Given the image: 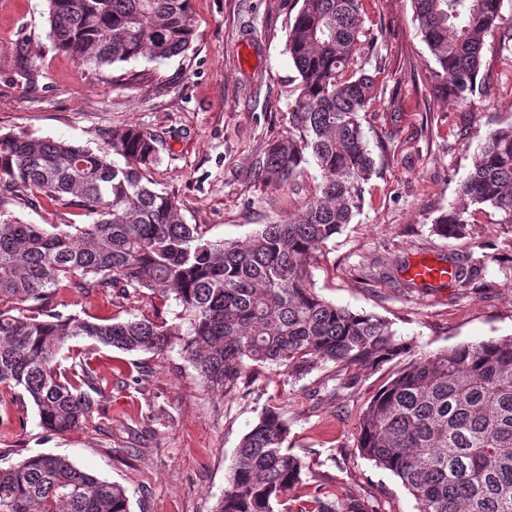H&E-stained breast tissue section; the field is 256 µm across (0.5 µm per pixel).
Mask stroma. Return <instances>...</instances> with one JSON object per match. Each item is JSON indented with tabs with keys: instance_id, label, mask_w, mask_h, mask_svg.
Instances as JSON below:
<instances>
[{
	"instance_id": "obj_1",
	"label": "stroma",
	"mask_w": 512,
	"mask_h": 512,
	"mask_svg": "<svg viewBox=\"0 0 512 512\" xmlns=\"http://www.w3.org/2000/svg\"><path fill=\"white\" fill-rule=\"evenodd\" d=\"M191 49L163 63L144 59L96 73L54 49L45 0H0V134L19 130L91 148L136 126L155 136L161 157L147 178L173 193L187 223L214 239L247 240L288 218L314 193V175L296 191L254 178L252 166L288 132V104L299 82L286 50L295 12L289 0H193ZM357 61L384 92L362 114L377 172L364 203L312 269L336 305L389 320L412 353L512 337V224L492 209L470 219L472 234L447 239L432 222L459 205V185L488 129L512 122V32L486 38V96L464 106L429 97L434 60L411 0H363ZM472 265L480 289L447 282L407 287L415 258ZM59 310L81 316L172 320L174 309L145 293L127 299L68 294ZM103 379L100 409L79 429L47 437L29 399L0 405V468L37 453L124 486L131 512H213L227 486L248 423L282 407L293 453L311 461L310 486L285 493L297 512L311 486L371 500L377 512H419L389 471L364 458L358 418L408 361L338 370L326 363L294 380L275 368L250 373L232 398L208 391L179 352L124 353L71 342Z\"/></svg>"
}]
</instances>
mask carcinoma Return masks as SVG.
Returning <instances> with one entry per match:
<instances>
[{
    "mask_svg": "<svg viewBox=\"0 0 512 512\" xmlns=\"http://www.w3.org/2000/svg\"><path fill=\"white\" fill-rule=\"evenodd\" d=\"M48 39L100 72L139 58L164 61L192 45V0H47ZM287 48L300 81L288 135L255 167L261 181L297 188L308 168L315 193L282 224L245 242L214 239L189 224L174 194L145 171L161 161L155 137L112 132L92 150L24 130L0 135V387L20 389L47 436H63L103 398L96 371L67 359L77 339L125 353L173 349L213 391L240 393L247 374L276 367L301 379L318 365L376 368L410 347L392 324L325 299L310 268L351 222L376 169L361 113L379 92L356 67L361 0H295ZM437 68L428 93L469 103L487 34L504 21L503 0H413ZM31 192L92 218L90 224H29L11 207ZM463 200L512 223V124L492 128L460 183ZM463 209L434 220L445 238L468 233ZM481 270L454 265L460 287ZM102 290L118 299L147 290L178 308L174 322L142 316L84 318L54 305L60 293ZM357 448L390 471L419 512H512V338L463 343L415 358L360 412ZM288 418L269 406L241 437L214 512H278L282 493L307 484L310 463L288 447ZM300 512H373L370 501L321 486ZM0 512H130L126 489L37 453L0 468Z\"/></svg>",
    "mask_w": 512,
    "mask_h": 512,
    "instance_id": "cac0c4a2",
    "label": "carcinoma"
}]
</instances>
